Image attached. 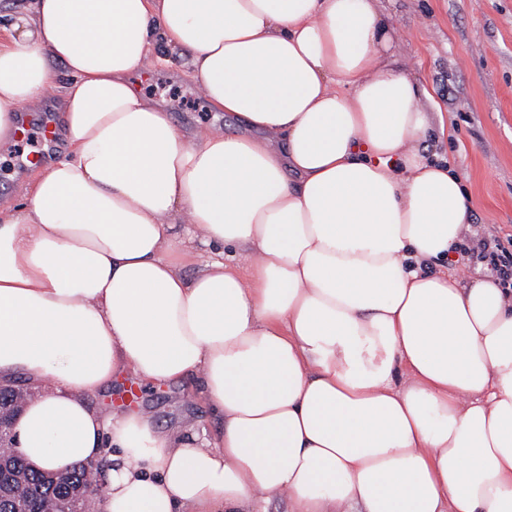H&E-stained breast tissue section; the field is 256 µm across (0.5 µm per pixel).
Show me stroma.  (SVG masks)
<instances>
[{
    "label": "stroma",
    "mask_w": 512,
    "mask_h": 512,
    "mask_svg": "<svg viewBox=\"0 0 512 512\" xmlns=\"http://www.w3.org/2000/svg\"><path fill=\"white\" fill-rule=\"evenodd\" d=\"M400 32L395 54L411 63L432 99L427 142L448 159L477 201L472 234L495 227L512 237V0H383ZM177 125L193 128L212 112L183 71L133 74ZM91 407H139L164 431L216 439L220 422L199 390L135 376L89 393Z\"/></svg>",
    "instance_id": "stroma-1"
}]
</instances>
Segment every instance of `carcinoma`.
<instances>
[{
	"label": "carcinoma",
	"instance_id": "carcinoma-1",
	"mask_svg": "<svg viewBox=\"0 0 512 512\" xmlns=\"http://www.w3.org/2000/svg\"><path fill=\"white\" fill-rule=\"evenodd\" d=\"M0 461L8 471H18L22 479L0 480V512H16L18 503H23L26 512H58L61 502L67 498L76 485L97 481L96 473L76 468L60 476L56 481L45 473L32 469L15 453L13 443L0 447Z\"/></svg>",
	"mask_w": 512,
	"mask_h": 512
}]
</instances>
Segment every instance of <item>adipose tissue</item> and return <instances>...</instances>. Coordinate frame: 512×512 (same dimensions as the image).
I'll list each match as a JSON object with an SVG mask.
<instances>
[{
    "instance_id": "1",
    "label": "adipose tissue",
    "mask_w": 512,
    "mask_h": 512,
    "mask_svg": "<svg viewBox=\"0 0 512 512\" xmlns=\"http://www.w3.org/2000/svg\"><path fill=\"white\" fill-rule=\"evenodd\" d=\"M398 38L380 0L0 13V153L51 90L66 140L0 201V383L30 464L109 460L94 512H512V288L427 269L476 200ZM170 50L240 132L135 87ZM127 375L199 380L219 440L84 400Z\"/></svg>"
}]
</instances>
